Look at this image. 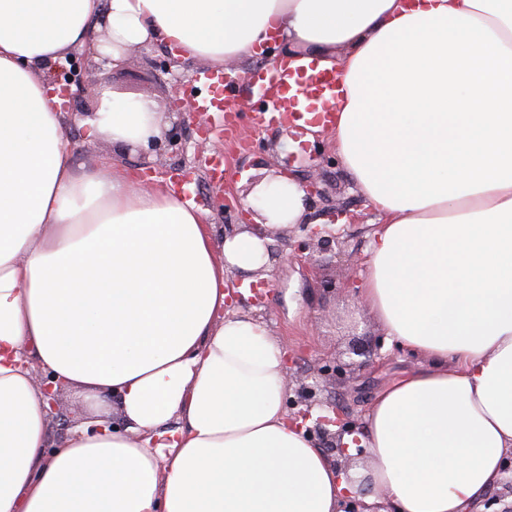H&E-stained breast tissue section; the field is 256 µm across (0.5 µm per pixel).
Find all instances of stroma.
<instances>
[{
  "mask_svg": "<svg viewBox=\"0 0 512 512\" xmlns=\"http://www.w3.org/2000/svg\"><path fill=\"white\" fill-rule=\"evenodd\" d=\"M169 56L161 44L142 45L133 59L108 68L105 83L111 90L145 97L161 108H169L172 100L183 98L192 79L203 68L202 62L183 60L171 69L161 68V61ZM65 132L72 146L75 167L90 166L103 159L120 162L125 159L124 152L114 150L109 141L88 140L78 114H66ZM237 134L242 143L239 149L227 152L228 178L222 188L212 185L203 175L204 161L198 150L199 143L204 141L209 153L225 152L221 128H214L206 138L195 122H188L179 129L176 146L158 157L163 167L182 168L192 185L187 199L206 211L216 234H223L225 225L239 223L240 214L234 201L248 198L250 179L287 166L314 171L330 205L349 204L356 216L355 222L345 227L342 244L315 250L316 269H306L287 259L268 268L271 286L264 289V303L256 313L279 341L287 344L295 371L305 378L341 356L350 345L366 347L375 338H381L380 326L356 297L369 235L378 217L365 208L346 173L336 154L332 132L305 134L276 124L259 128L247 114ZM418 363V357L399 343L384 340L380 357L355 371L357 393L345 394L340 382L331 381L320 397L336 404L351 420L362 422L376 390ZM90 406L84 396L62 390L51 426V444L61 445L68 426L79 422Z\"/></svg>",
  "mask_w": 512,
  "mask_h": 512,
  "instance_id": "35a3bbf8",
  "label": "stroma"
}]
</instances>
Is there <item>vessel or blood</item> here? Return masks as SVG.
<instances>
[{"label": "vessel or blood", "mask_w": 512, "mask_h": 512, "mask_svg": "<svg viewBox=\"0 0 512 512\" xmlns=\"http://www.w3.org/2000/svg\"><path fill=\"white\" fill-rule=\"evenodd\" d=\"M248 89L257 92V125L278 123L302 128L317 124L329 128L335 123V114L328 104L340 91L336 71L325 69L314 73L309 63L288 57L276 60L273 67L255 81L243 84L225 80L223 72L201 70L185 100L193 111L221 113L224 131L230 134L236 129L241 115L229 107L228 102ZM303 95L320 101L321 110L301 109L299 98Z\"/></svg>", "instance_id": "vessel-or-blood-1"}]
</instances>
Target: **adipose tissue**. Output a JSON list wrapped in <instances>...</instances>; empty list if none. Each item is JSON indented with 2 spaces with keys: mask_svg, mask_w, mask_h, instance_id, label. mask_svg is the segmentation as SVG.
Listing matches in <instances>:
<instances>
[{
  "mask_svg": "<svg viewBox=\"0 0 512 512\" xmlns=\"http://www.w3.org/2000/svg\"><path fill=\"white\" fill-rule=\"evenodd\" d=\"M107 20L106 38L90 26ZM277 37L338 68L336 151L378 216L357 291L419 368L384 385L348 450L398 512H474L512 449V0H0V512H339L358 493L289 420L282 345L228 311L267 262L216 241L176 186L122 163L75 171L44 75L77 47L156 41L227 68ZM88 136L160 137L152 100L100 87ZM256 223L306 214L255 185ZM94 402L50 448L31 373ZM117 397L125 427L106 408Z\"/></svg>",
  "mask_w": 512,
  "mask_h": 512,
  "instance_id": "adipose-tissue-1",
  "label": "adipose tissue"
}]
</instances>
